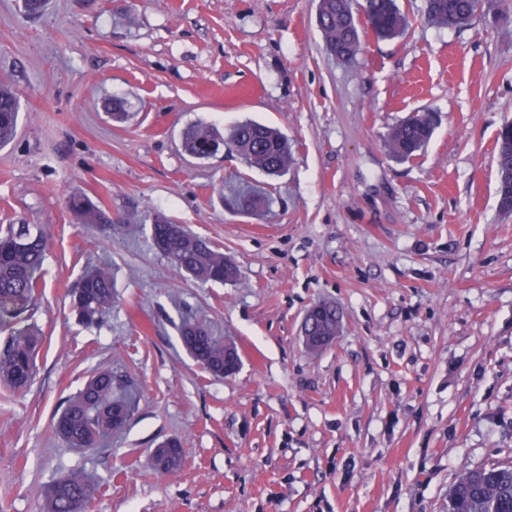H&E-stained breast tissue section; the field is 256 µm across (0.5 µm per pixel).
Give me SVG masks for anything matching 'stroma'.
Here are the masks:
<instances>
[{
    "label": "stroma",
    "instance_id": "35a3bbf8",
    "mask_svg": "<svg viewBox=\"0 0 512 512\" xmlns=\"http://www.w3.org/2000/svg\"><path fill=\"white\" fill-rule=\"evenodd\" d=\"M411 21L377 37L352 0L362 49L328 55L318 0H0V84L20 100L0 147V225L47 224L34 322L48 341L26 392L0 389V512H41L59 475L100 492L89 512H448L466 471L512 465V214L494 147L512 122V14L457 29ZM130 103L112 120V99ZM435 126L412 159L384 139L414 113ZM254 120L288 137L270 178L230 148L207 161L182 136ZM267 196L234 210L242 186ZM122 227L76 224L68 197ZM163 215L224 252L236 282L201 283L153 246ZM115 298L95 325L71 309L89 266ZM336 305L342 331L313 352L301 325ZM235 343L217 378L184 348L185 318ZM140 388L102 447L53 422L100 368ZM179 440L174 473L150 455Z\"/></svg>",
    "mask_w": 512,
    "mask_h": 512
}]
</instances>
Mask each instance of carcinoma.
I'll return each instance as SVG.
<instances>
[{
  "label": "carcinoma",
  "instance_id": "carcinoma-1",
  "mask_svg": "<svg viewBox=\"0 0 512 512\" xmlns=\"http://www.w3.org/2000/svg\"><path fill=\"white\" fill-rule=\"evenodd\" d=\"M495 7L492 0H427L425 15L431 24L453 29L468 25ZM366 10L374 31L383 38L399 37L409 27V18L396 0H367ZM317 23L327 52L344 62L352 61L361 49V38L351 0H319ZM19 120V99L0 88V146L15 137ZM432 133L431 122L410 117L390 130L385 147L392 157L407 160L428 143ZM229 142L253 169L271 176L288 170V141L273 128L241 122L232 127ZM183 144L191 157L207 160L224 144V136L211 125L198 124L185 131ZM495 154L497 172L504 177V185L497 186V191L512 189V125L501 127ZM265 201V197L250 192L238 196V206L248 211L260 209ZM69 209L78 223L93 224L109 236L118 227L112 215L85 197L70 198ZM151 238L158 252L196 281L227 284L240 277L239 268L223 252L162 215L153 218ZM48 241L44 224L0 227V386L13 393L24 392L36 374L43 336L27 321L43 288L40 271ZM113 298L112 275L97 266L82 278L72 307L81 321L95 323L112 308ZM339 327L336 307L319 303L308 310L301 332L307 348L320 351L338 335ZM180 338L194 360L215 377L231 375L240 366V358L230 357L227 341L214 336L200 322H184ZM133 391L130 381L117 378L109 368L94 373L84 388L65 402L55 421L56 433L72 448L97 447L133 417ZM153 460L165 473L178 469L183 461L181 443L176 439L163 442L155 449ZM97 492V485L87 475L63 474L49 487L44 512H87ZM448 512H512V466L482 467L461 475L449 490Z\"/></svg>",
  "mask_w": 512,
  "mask_h": 512
}]
</instances>
